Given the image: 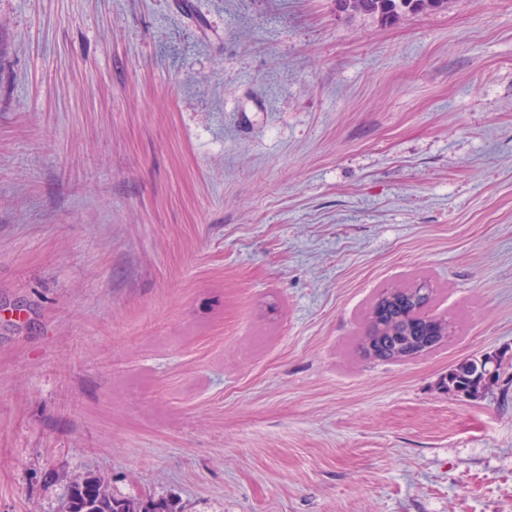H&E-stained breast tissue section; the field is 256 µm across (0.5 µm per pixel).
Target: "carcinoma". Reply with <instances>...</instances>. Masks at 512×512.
Returning a JSON list of instances; mask_svg holds the SVG:
<instances>
[{"mask_svg": "<svg viewBox=\"0 0 512 512\" xmlns=\"http://www.w3.org/2000/svg\"><path fill=\"white\" fill-rule=\"evenodd\" d=\"M346 14L375 16L388 23L405 13L435 11L444 8L448 0H338ZM433 288L426 280L396 285L381 294L373 303L364 340H375L384 346L379 359L393 361L392 350L408 347L404 358L427 353L444 338L427 347L426 326L432 321L447 322V318L430 314ZM501 360L497 356L467 358L448 371L441 387L466 398L480 396L500 377ZM65 512H174L164 500L118 497L109 493L106 478L101 474L79 476L70 482Z\"/></svg>", "mask_w": 512, "mask_h": 512, "instance_id": "cac0c4a2", "label": "carcinoma"}]
</instances>
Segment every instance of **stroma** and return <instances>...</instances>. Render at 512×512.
I'll list each match as a JSON object with an SVG mask.
<instances>
[{
  "instance_id": "35a3bbf8",
  "label": "stroma",
  "mask_w": 512,
  "mask_h": 512,
  "mask_svg": "<svg viewBox=\"0 0 512 512\" xmlns=\"http://www.w3.org/2000/svg\"><path fill=\"white\" fill-rule=\"evenodd\" d=\"M0 512H512V0H0ZM455 331L363 356L392 284ZM503 358L480 397L460 361ZM346 14H364L378 17L388 23L405 13L435 11L444 8L448 0H338ZM500 367L501 360L498 356L467 358L452 366L440 384L448 393L476 398L499 380ZM66 512H176L164 500L118 497L109 493L101 474L79 476L70 482Z\"/></svg>"
}]
</instances>
